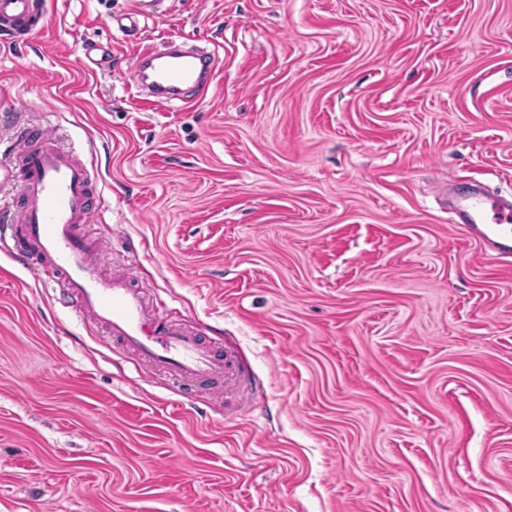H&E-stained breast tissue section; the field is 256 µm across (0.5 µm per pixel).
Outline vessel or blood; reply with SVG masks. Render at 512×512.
<instances>
[{"label": "vessel or blood", "instance_id": "b4317fda", "mask_svg": "<svg viewBox=\"0 0 512 512\" xmlns=\"http://www.w3.org/2000/svg\"><path fill=\"white\" fill-rule=\"evenodd\" d=\"M45 13L46 0H0V38L28 41ZM134 63L154 97L168 103L183 100L186 90L209 87L215 74L213 57L200 49L161 53L146 47ZM8 155L20 161V201L0 205V224L9 225L21 257H34L57 274L75 312L92 315L119 344L174 381L238 387V366L220 347L156 314L144 288L101 277L100 246L78 231L101 200L82 159L46 127L21 122L11 126ZM462 217L496 255L512 254V201L481 187L472 191Z\"/></svg>", "mask_w": 512, "mask_h": 512}]
</instances>
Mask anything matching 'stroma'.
Here are the masks:
<instances>
[{
  "label": "stroma",
  "instance_id": "35a3bbf8",
  "mask_svg": "<svg viewBox=\"0 0 512 512\" xmlns=\"http://www.w3.org/2000/svg\"><path fill=\"white\" fill-rule=\"evenodd\" d=\"M127 8L47 0L0 116L91 164L103 275L243 386L140 362L0 237V512H512V256L451 209L512 198V0ZM173 41L209 91L146 100L133 58Z\"/></svg>",
  "mask_w": 512,
  "mask_h": 512
}]
</instances>
